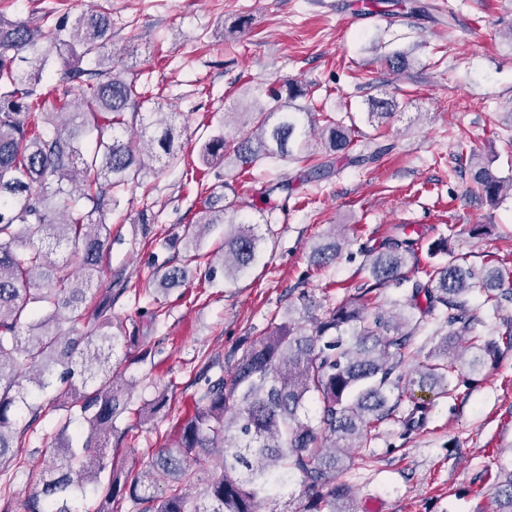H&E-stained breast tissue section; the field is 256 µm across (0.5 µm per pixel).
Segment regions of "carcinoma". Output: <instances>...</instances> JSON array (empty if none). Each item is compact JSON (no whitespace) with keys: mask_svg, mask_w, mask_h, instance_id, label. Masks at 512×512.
Segmentation results:
<instances>
[{"mask_svg":"<svg viewBox=\"0 0 512 512\" xmlns=\"http://www.w3.org/2000/svg\"><path fill=\"white\" fill-rule=\"evenodd\" d=\"M111 40L108 13L82 12L49 27L0 16V475L23 467L24 433L16 431L23 411L34 423L57 410L60 434L79 420L87 430L79 448L45 449L41 489L19 497L0 493V512H75L74 498L107 477V494L94 512H114L112 502L130 504L129 512H257L264 499L283 492L301 477L305 512H344L336 504L349 498L348 484L336 481L343 457L369 446L372 431L403 400L413 403L407 428L424 420L426 406L414 402L413 387L447 391L448 379H462L459 357L443 349L418 364L414 375L402 370L411 357L412 337L432 320L455 335H471L477 355L474 366L505 348L512 350V323L500 339H482L481 320L467 308L466 296L481 289L487 300L512 303V286L502 271H476L452 257L431 266L425 280L415 279L394 306L405 312L396 320L379 301L388 283L407 282L411 248L394 241L367 250L363 270L368 279L354 297L318 305L308 325L290 321L254 341L234 363L230 377L213 378L207 362L199 379L204 389L193 412L176 425V435L159 448L144 469L105 462L101 437L112 434L128 412L117 385L112 360L128 345L126 330L116 329L112 297L86 306L87 294L100 272L107 246L108 219L122 194L139 184L140 175L157 159L153 145L173 157V126L144 107L137 77L121 70L105 55ZM93 58L91 79L80 77L73 62ZM60 64L59 93L52 99L36 93L49 62ZM268 104L245 113L249 130L229 143L215 135L205 153L233 157L245 168L257 163L279 167L297 160L308 145L317 119L324 158L313 162L309 175L331 170V155L346 153L360 141L355 122L331 115L316 116L314 92L290 84L287 92L270 85ZM307 99L306 103L298 99ZM396 103L371 101L369 119L383 121ZM87 129L97 132L84 142ZM353 162L372 163L392 145L368 138ZM468 191L490 202L500 199L504 180L490 163L469 156ZM201 211L195 231L184 237L185 261L195 262L200 242L215 224L224 234L220 256L224 278L236 279L256 264L271 225L237 221L234 202L217 206L212 194L199 195ZM332 242L312 252L321 266L341 254ZM185 267L171 264L152 271L167 289L183 282ZM94 330L82 334L79 326ZM351 336H345V333ZM53 390L48 405L35 399ZM318 405L316 422L302 417L306 404ZM171 481L169 492L155 493L154 473ZM491 487L498 512H512V470L501 469ZM203 482L194 502L182 486Z\"/></svg>","mask_w":512,"mask_h":512,"instance_id":"obj_1","label":"carcinoma"}]
</instances>
